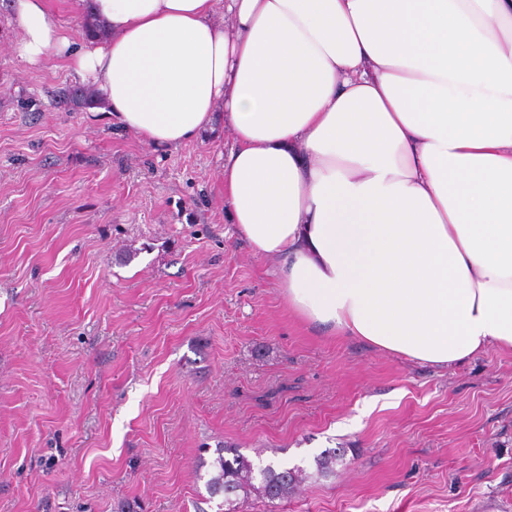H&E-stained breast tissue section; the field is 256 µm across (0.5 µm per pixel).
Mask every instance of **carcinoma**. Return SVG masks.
I'll return each instance as SVG.
<instances>
[{"mask_svg":"<svg viewBox=\"0 0 512 512\" xmlns=\"http://www.w3.org/2000/svg\"><path fill=\"white\" fill-rule=\"evenodd\" d=\"M219 449L214 465L217 474L207 482L213 496L224 495L225 512H240L241 501L255 495L270 503L288 496L300 483L301 469L276 468L272 465L254 468L243 454L234 452L226 459Z\"/></svg>","mask_w":512,"mask_h":512,"instance_id":"1","label":"carcinoma"}]
</instances>
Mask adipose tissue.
Listing matches in <instances>:
<instances>
[{
  "instance_id": "1",
  "label": "adipose tissue",
  "mask_w": 512,
  "mask_h": 512,
  "mask_svg": "<svg viewBox=\"0 0 512 512\" xmlns=\"http://www.w3.org/2000/svg\"><path fill=\"white\" fill-rule=\"evenodd\" d=\"M79 7L105 40L16 0L19 58L69 56L155 146L223 117L234 231L295 315L437 368L512 350V0Z\"/></svg>"
}]
</instances>
